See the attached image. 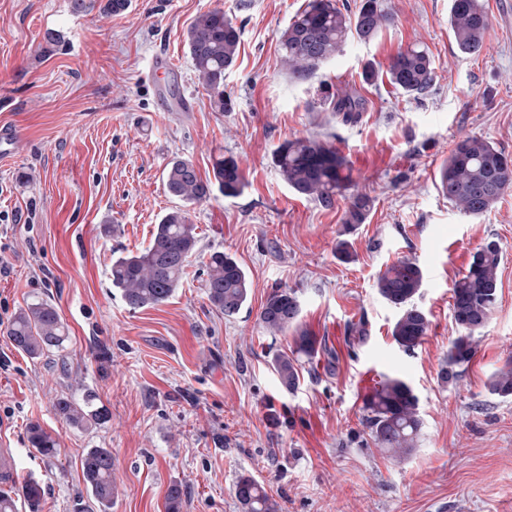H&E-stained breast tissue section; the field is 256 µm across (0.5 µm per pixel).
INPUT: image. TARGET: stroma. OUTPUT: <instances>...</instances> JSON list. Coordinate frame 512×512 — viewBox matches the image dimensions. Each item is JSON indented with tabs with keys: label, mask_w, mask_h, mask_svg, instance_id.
<instances>
[{
	"label": "stroma",
	"mask_w": 512,
	"mask_h": 512,
	"mask_svg": "<svg viewBox=\"0 0 512 512\" xmlns=\"http://www.w3.org/2000/svg\"><path fill=\"white\" fill-rule=\"evenodd\" d=\"M392 20L377 36L349 37L314 79L298 82L280 37L306 0H132L123 14L74 13L70 0H0V125L15 127L0 161V448L16 451L17 478L42 485L40 512H100L81 457L108 448L117 492L111 512H243L239 476L261 483L279 512H512V398L487 383L512 360V191L472 218L448 201L439 167L457 141L476 136L512 156V14L484 0L483 49L460 52L448 29L450 0H379ZM223 9L240 30L214 110L185 46L200 13ZM58 34L49 43L47 32ZM430 53L435 82L420 99L384 71L400 48ZM157 53L177 66L174 90L193 112H161L143 74ZM378 70L373 82L366 68ZM355 93L351 121L317 96L320 82ZM333 142L350 160L354 191L373 209L336 255L344 198L325 207L297 196L272 163L284 140ZM234 158L246 188L189 208L198 250L162 305L131 309L111 285L112 258L148 245L180 202L164 187L175 159L208 175ZM33 214L32 223L16 222ZM501 250L498 299L459 382L441 370L457 336L451 288L487 241ZM247 272L250 300L227 317L203 288L211 252ZM410 258L424 272L416 302L430 327L407 353L391 327L398 314L377 293L386 266ZM276 288L297 293L303 328L324 343L296 353L259 314ZM51 301L68 328L66 370L17 351L5 328L36 300ZM364 324L365 338L354 326ZM294 358L299 384L283 387L275 354ZM403 377L419 399L417 448L400 460L376 448L362 424L363 395ZM94 392L110 418L77 429L54 408L60 396ZM39 423L57 443L51 459L27 437Z\"/></svg>",
	"instance_id": "35a3bbf8"
}]
</instances>
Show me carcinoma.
Masks as SVG:
<instances>
[{
    "label": "carcinoma",
    "instance_id": "obj_1",
    "mask_svg": "<svg viewBox=\"0 0 512 512\" xmlns=\"http://www.w3.org/2000/svg\"><path fill=\"white\" fill-rule=\"evenodd\" d=\"M388 13L378 0H363L357 14L351 16L338 0H308L283 31L282 57L288 74L308 80L339 53L352 34L362 40L375 37L388 23ZM489 17L483 0H451L448 26L457 48L477 53L484 45ZM239 30L221 8L195 17L186 30L185 45L199 79L215 108L224 111V72L235 61ZM385 75L396 89L415 97L426 95L435 79L433 60L426 49L407 46L390 58ZM323 99L332 111L352 118L363 109L359 96L330 91L320 83ZM272 159L284 181L298 195L332 206L352 182L348 158L329 141L312 137H294L279 144ZM168 193L187 205L208 201L216 194L226 198L240 196L245 181L237 162L219 160L213 176L202 177L189 160H174L165 171ZM439 188L467 216L479 217L512 190V158L497 145L478 137H465L455 144L439 170ZM373 209V200L365 194L348 198L344 213V231L353 232L365 223ZM198 233L185 209L165 213L155 225L148 245L136 252L121 253L112 259L111 281L132 309L153 308L165 303L180 287L188 259L197 251ZM500 248L491 241L473 256L452 292V317L459 336L448 348L442 368L445 381L461 379L476 352L475 334L489 320L497 300ZM206 267L204 288L208 301L225 316L238 314L247 304L251 284L243 267L230 255L214 251ZM424 274L413 260L396 261L379 276L378 295L398 309L391 327L394 342L404 351L415 349L429 330L425 311L416 304ZM300 303L296 291L274 289L260 312L261 323L274 333H295L298 352L318 353L316 337L300 327ZM7 336L19 352L38 359L60 352L67 338L66 328L55 308L45 300L19 310L8 326ZM274 367L280 383L291 390L298 385L299 372L294 360L277 354ZM491 393L512 396V362L497 370L488 381ZM89 392L77 399L61 397L55 401L57 414L75 428L103 424L109 414L96 404ZM363 424L376 447L390 457L402 459L417 447L422 430L419 401L410 384L397 376H387L364 396ZM32 449L42 457L56 454L55 440L33 423L28 429ZM112 452L108 448H89L81 459V468L90 495L102 506L112 508L115 478ZM42 486L34 479L23 480L12 493H0V512H19L39 503ZM235 495L244 512H278L277 503L265 488L250 476L240 477Z\"/></svg>",
    "mask_w": 512,
    "mask_h": 512
}]
</instances>
